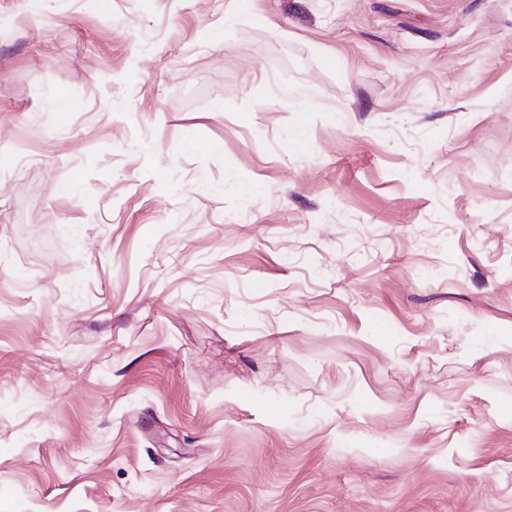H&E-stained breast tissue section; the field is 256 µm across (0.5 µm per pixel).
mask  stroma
<instances>
[{"instance_id":"35a3bbf8","label":"stroma","mask_w":512,"mask_h":512,"mask_svg":"<svg viewBox=\"0 0 512 512\" xmlns=\"http://www.w3.org/2000/svg\"><path fill=\"white\" fill-rule=\"evenodd\" d=\"M0 512H512V0H0Z\"/></svg>"}]
</instances>
